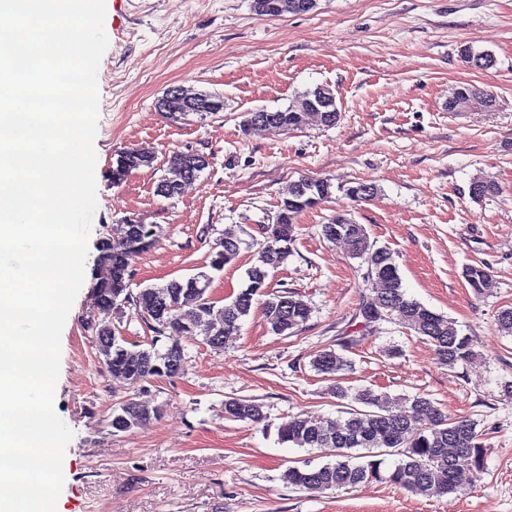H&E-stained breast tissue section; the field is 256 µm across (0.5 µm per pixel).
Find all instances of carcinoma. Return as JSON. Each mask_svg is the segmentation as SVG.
I'll list each match as a JSON object with an SVG mask.
<instances>
[{"mask_svg": "<svg viewBox=\"0 0 512 512\" xmlns=\"http://www.w3.org/2000/svg\"><path fill=\"white\" fill-rule=\"evenodd\" d=\"M283 9L272 13L277 17L285 13L305 14L315 7L304 8L310 0H276ZM461 59L471 69L487 70L496 60L488 51H476L469 46L461 50ZM467 95L480 106H497L489 90L470 83H461L448 96V103ZM154 157L138 150L121 152L112 168V179L121 181L128 172L150 167ZM332 184L322 182V188L312 196L298 195L291 191L283 199L274 223L267 225L265 244L274 246L266 259L257 261L248 269V284L229 302L217 306L209 298L207 286L211 276L205 272L195 274L202 287L195 288L191 279H172L162 286H150L134 293L129 288L132 263L140 254L153 249L159 242L163 228L159 224H133L127 219L113 228L119 241L112 235L104 236L98 245L94 271L93 300L97 306L114 308L128 304L142 316H148L150 330L154 333L149 347L130 348L128 341L108 326H97L87 321L92 330L99 353L110 375L132 383L152 378H172L177 373L166 363V354L172 348L184 350L181 338L200 336L203 343L214 348H224L227 338L237 335L241 322L255 307H260L270 332L284 335L303 324L310 315V307L299 296L288 291H268L267 278L272 269L280 267L288 258L294 240L296 219L306 209L330 198ZM242 240L233 231L224 232L216 240L210 253L209 267L221 271L235 263L239 257ZM353 257L367 265L371 277L378 278L391 253L383 248L384 259L372 260V246L365 234L354 230L348 241ZM466 281L475 294L483 293V282L489 278L482 266H470ZM382 313V319H395L416 334L424 337L433 347L437 360L452 369L474 355L473 340L460 333L455 321L436 313L415 298L407 295L402 286L398 268L384 288L373 289V296L360 309L366 323L371 305ZM162 348H157L160 341ZM312 368L335 383L332 394L340 402H347L344 420L313 419L297 416L278 430L282 443L299 448L328 449L335 460L320 466H292L284 474L287 483L303 491L322 492L328 489L353 488L366 481H385L415 494L441 497L457 492V476L469 472L474 480L482 479L486 448L476 424L466 418L450 419L448 414L422 395L408 397L396 407L389 405V396L370 387L352 389L338 379L349 370L351 363L331 348L317 353ZM155 408L148 410L141 419L124 407L112 410L108 426L116 431L139 428L156 418ZM225 418L233 421L259 424L264 420L262 406L246 399H232L224 404ZM393 450L399 459L394 466L382 468L385 460L365 459L363 454L351 450Z\"/></svg>", "mask_w": 512, "mask_h": 512, "instance_id": "1", "label": "carcinoma"}]
</instances>
